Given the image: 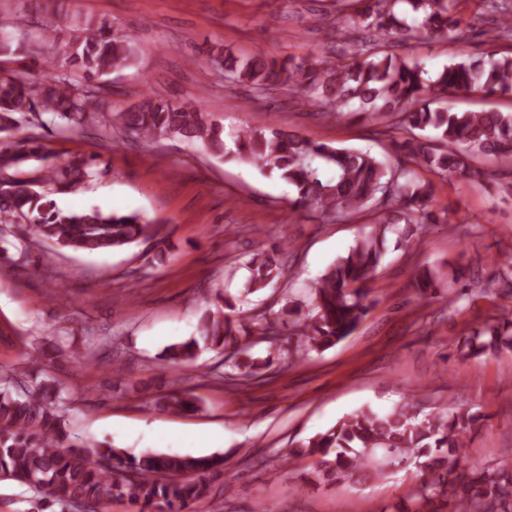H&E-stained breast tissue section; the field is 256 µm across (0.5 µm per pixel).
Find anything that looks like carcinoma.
<instances>
[{"mask_svg":"<svg viewBox=\"0 0 512 512\" xmlns=\"http://www.w3.org/2000/svg\"><path fill=\"white\" fill-rule=\"evenodd\" d=\"M499 14L491 34L495 42H512V0H483ZM457 0H351L344 6L340 29H367L374 35L355 41L336 58L308 60L292 56L269 59L261 50L245 60H217L230 84L264 92L274 86L299 91L305 105L325 117L346 114L382 125L399 155L387 164L372 152L311 141L280 129L223 130L202 100L174 103L145 97L115 112L106 90L94 80L133 64L134 37L118 36L104 21L78 22L79 34L61 51L62 62L38 73L0 75V224L20 229L19 257L44 245L88 253L121 249L160 233L138 212L99 209L65 211L51 195L78 189L98 170L94 157L61 159L42 136H18L37 125L76 133L93 125L108 135L118 130L135 140L178 136L199 142L220 157L251 163L286 181L293 189L291 211H306L338 223L354 222L376 212L372 230L355 241L347 255L319 277L308 311L283 308L285 318L263 317L254 329H240L228 317L208 313L203 341L193 337L164 349L170 362L188 363L200 345L224 356L234 375L257 379L270 361L250 354L242 336L282 347L279 324H290L306 349H328L350 336L367 315L368 283L386 250V234L402 224L409 235L435 222L433 184L417 172L425 168L451 179L472 181L485 160L512 167V112L455 111L448 95H512V53L472 55L443 66L435 78L393 48L427 36L462 42L453 9ZM288 251L261 250L244 261L250 272L243 292L267 287L287 265ZM498 288L512 294V263L497 270ZM425 296L436 294L438 276L429 269L414 277ZM512 351V318L490 320L459 341L466 360ZM12 374H0V481L33 492L34 512H68L75 503L106 508L116 499L142 503L150 512H196L211 493V480L224 470V456L145 454L127 456L111 445L69 441L68 399L52 377L22 389ZM480 415L456 409L425 411L406 401L387 412L361 409L340 419L304 444L320 456L314 477L328 481H365L383 476L387 467L424 457L418 483L398 512H512V466L460 468L469 430ZM385 456L374 458L376 449Z\"/></svg>","mask_w":512,"mask_h":512,"instance_id":"cac0c4a2","label":"carcinoma"}]
</instances>
